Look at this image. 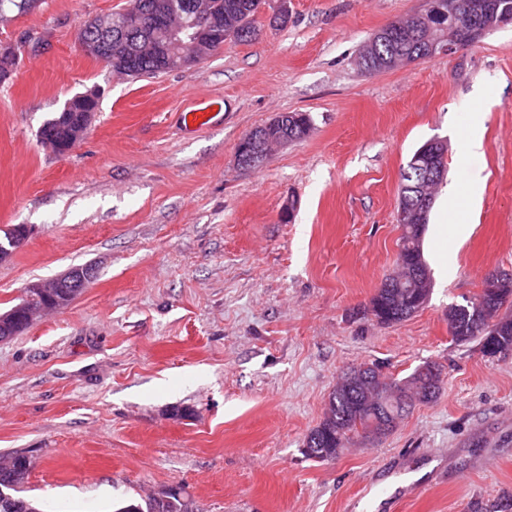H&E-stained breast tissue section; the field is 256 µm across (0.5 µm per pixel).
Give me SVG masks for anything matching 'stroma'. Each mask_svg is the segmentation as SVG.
Segmentation results:
<instances>
[{
	"mask_svg": "<svg viewBox=\"0 0 512 512\" xmlns=\"http://www.w3.org/2000/svg\"><path fill=\"white\" fill-rule=\"evenodd\" d=\"M127 2L38 0L0 23L20 47L0 83V229L32 228L0 263V311L30 283L97 270L0 342V455L31 458L24 496L42 512L170 487L196 512H469L512 495V357L456 345L446 317L512 271V24L368 75L364 41L423 0H288L283 27L269 0L256 40L118 81L76 29ZM93 90L83 141L53 154L39 129ZM200 102L216 121L186 129ZM284 112L309 115L308 135L240 168L238 142ZM474 127L483 149L463 154ZM435 137L448 151L422 239L429 297L382 325L364 310L395 266L401 172ZM425 362L442 370L436 402L381 443L305 456L344 370L402 379Z\"/></svg>",
	"mask_w": 512,
	"mask_h": 512,
	"instance_id": "1",
	"label": "stroma"
}]
</instances>
